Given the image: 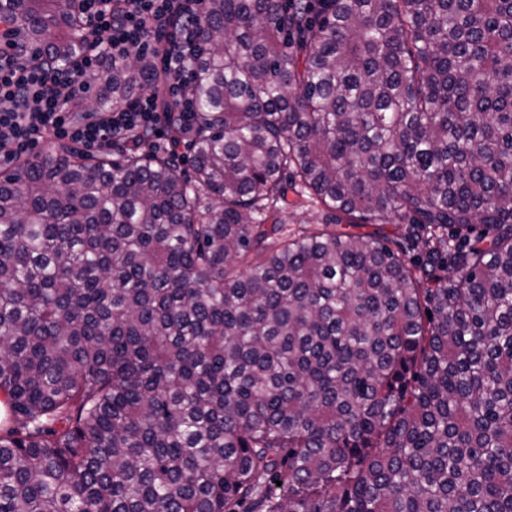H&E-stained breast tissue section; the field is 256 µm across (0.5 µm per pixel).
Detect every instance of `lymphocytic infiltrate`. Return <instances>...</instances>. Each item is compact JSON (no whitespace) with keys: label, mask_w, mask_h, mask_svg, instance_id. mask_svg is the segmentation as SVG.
<instances>
[{"label":"lymphocytic infiltrate","mask_w":512,"mask_h":512,"mask_svg":"<svg viewBox=\"0 0 512 512\" xmlns=\"http://www.w3.org/2000/svg\"><path fill=\"white\" fill-rule=\"evenodd\" d=\"M86 49L59 67L36 58L22 34L0 30V163L21 160L40 144L65 140L90 152L119 135H164L165 106L192 122L194 58L185 50L202 19L199 0H82ZM149 55L159 82L118 110L75 116L71 102L86 79L108 78L109 64Z\"/></svg>","instance_id":"1"}]
</instances>
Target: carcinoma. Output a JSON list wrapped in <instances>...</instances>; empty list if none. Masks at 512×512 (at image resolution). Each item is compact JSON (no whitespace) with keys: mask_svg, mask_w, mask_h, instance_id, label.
<instances>
[{"mask_svg":"<svg viewBox=\"0 0 512 512\" xmlns=\"http://www.w3.org/2000/svg\"><path fill=\"white\" fill-rule=\"evenodd\" d=\"M201 9L191 170L0 172V512H512V0ZM0 24L86 47L72 0ZM326 211L315 203H307L303 207L288 210L281 215L285 235H300L303 231L325 222ZM400 223L393 222L387 224H340V226H336V229H339L343 232H347L354 235H364L368 233H376L390 239H397L399 236V228Z\"/></svg>","mask_w":512,"mask_h":512,"instance_id":"obj_1","label":"carcinoma"}]
</instances>
